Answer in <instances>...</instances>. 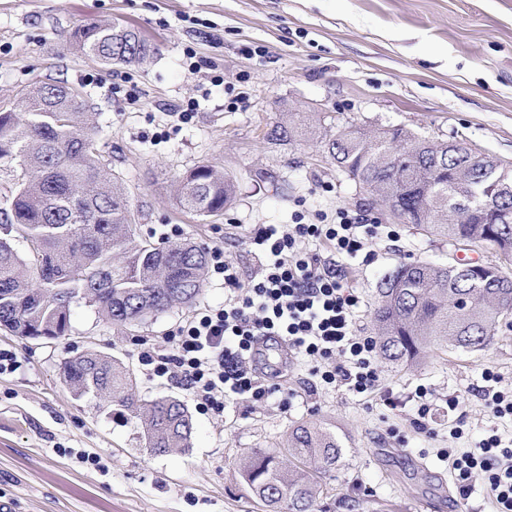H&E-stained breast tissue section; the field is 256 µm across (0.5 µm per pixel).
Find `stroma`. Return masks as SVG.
I'll return each instance as SVG.
<instances>
[{
    "mask_svg": "<svg viewBox=\"0 0 512 512\" xmlns=\"http://www.w3.org/2000/svg\"><path fill=\"white\" fill-rule=\"evenodd\" d=\"M116 20L157 48L144 61L105 67L75 50L83 25ZM261 45L265 55L251 54ZM207 68L188 73L185 48ZM224 83L210 82L213 68ZM59 81L77 87L101 132L97 146L142 211L140 233L169 243L223 245L251 274L257 260L245 237L254 224L306 223L346 209L385 223L353 183L339 175L318 138L294 144L264 137L283 114L316 112L323 125L403 127L432 141H457L512 164V0H0V107L21 92ZM136 84L138 98L119 87ZM201 107L175 125L174 107ZM206 163L232 175L236 194L222 215L203 217L176 199L180 178ZM280 193H273L272 183ZM398 239L370 240L372 264L346 267L363 304L361 335H375L372 309L380 275L417 261L497 262L400 224ZM224 302V284L207 275L194 305L175 307L131 327L107 322L85 303L71 308L67 336L28 342L0 330V349L19 367L0 374V512H264L240 484L237 463L252 449L285 446L296 422L323 423L345 454L324 488L328 512L343 496L376 512H492L481 479L469 499L441 454L474 449L488 435L512 440V421L495 417L478 389L491 371L512 388V330L481 351L429 350L420 362L378 364L371 395L311 388L308 371L289 360L280 393L264 402H229L223 414L199 411L176 381L150 376L139 343L170 351L167 336L205 306ZM94 350L133 373L142 398L173 396L194 425L191 446L164 455L146 448L141 422L93 396L75 397L60 379L62 361ZM427 387L429 433L412 420L418 387ZM460 399L449 408V397ZM396 407L386 405V398ZM460 438H451L454 427ZM97 454L102 468L82 463Z\"/></svg>",
    "mask_w": 512,
    "mask_h": 512,
    "instance_id": "35a3bbf8",
    "label": "stroma"
}]
</instances>
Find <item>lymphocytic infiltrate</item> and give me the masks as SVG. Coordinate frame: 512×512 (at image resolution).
Listing matches in <instances>:
<instances>
[{
    "mask_svg": "<svg viewBox=\"0 0 512 512\" xmlns=\"http://www.w3.org/2000/svg\"><path fill=\"white\" fill-rule=\"evenodd\" d=\"M378 230L374 220L343 210L333 224H307L298 214L289 224L253 225L246 241L260 269L248 279L223 247H211L208 265L224 280L223 305L205 308L171 331L172 354L142 345L140 363L155 377L177 373L202 411L220 413L228 395L253 402L275 393L249 359L258 337L278 336L308 366L313 385L371 393L378 379L377 345L358 332L361 297L349 287L342 262L358 257L372 263L367 238ZM448 462L461 498L470 497L469 480L477 474L492 493L495 512H512V448L501 437L489 435Z\"/></svg>",
    "mask_w": 512,
    "mask_h": 512,
    "instance_id": "lymphocytic-infiltrate-1",
    "label": "lymphocytic infiltrate"
}]
</instances>
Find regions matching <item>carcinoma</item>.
Listing matches in <instances>:
<instances>
[{
  "instance_id": "cac0c4a2",
  "label": "carcinoma",
  "mask_w": 512,
  "mask_h": 512,
  "mask_svg": "<svg viewBox=\"0 0 512 512\" xmlns=\"http://www.w3.org/2000/svg\"><path fill=\"white\" fill-rule=\"evenodd\" d=\"M74 47L105 65L135 63L155 45L130 28L100 21L79 30ZM322 124L290 118L270 125L264 137L294 142ZM325 148L345 178L371 201L391 196L398 150L412 155L416 184L385 211L457 245H481L512 262V191L498 196L484 217L467 207L494 180L512 186V167L482 177L467 156L448 143H433L399 128L350 124L325 135ZM25 169L0 207V329L23 338L58 339L70 328L72 303L96 307L114 326L133 325L200 296L207 254L192 242L154 244L137 234L122 178L100 155L85 101L74 88L47 82L23 91L18 104L0 109V166ZM235 194L233 180L209 164L186 172L178 185L181 207L203 216L224 212ZM32 246L20 255L12 240ZM486 263V277L472 279L466 264L420 261L399 264L377 282L376 344L391 364L414 363L431 347L475 352L490 345L512 314V274ZM63 382L75 396L104 398L141 419L146 447L158 455L190 447L192 418L183 402L145 400L133 391V373L93 351L66 359ZM343 448L336 434L311 421L297 423L285 448H256L237 465L241 484L266 512H326L323 478L336 470Z\"/></svg>"
}]
</instances>
